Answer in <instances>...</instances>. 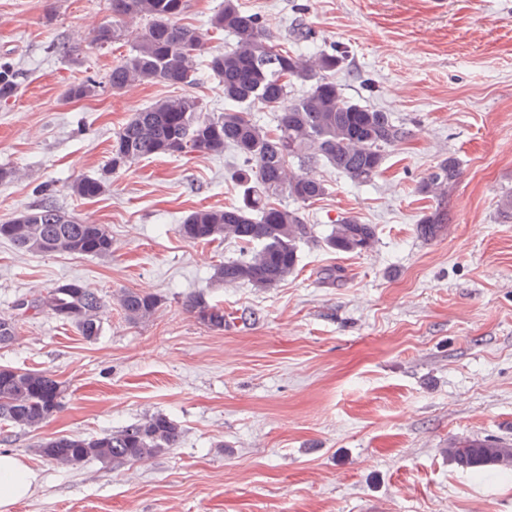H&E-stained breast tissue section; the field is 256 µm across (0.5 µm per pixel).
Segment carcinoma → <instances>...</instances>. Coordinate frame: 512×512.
Returning a JSON list of instances; mask_svg holds the SVG:
<instances>
[{
	"instance_id": "carcinoma-1",
	"label": "carcinoma",
	"mask_w": 512,
	"mask_h": 512,
	"mask_svg": "<svg viewBox=\"0 0 512 512\" xmlns=\"http://www.w3.org/2000/svg\"><path fill=\"white\" fill-rule=\"evenodd\" d=\"M116 19L143 20L129 52L112 66L109 83L122 91L133 85L163 83L193 84L205 53V32L181 21L186 0H111ZM207 28L234 40L224 52L210 54L204 68L222 87L224 112L202 111L190 95L158 99L134 112L119 129L112 144L110 166L118 170L129 163L190 152L220 155L231 149L241 161L234 180L238 199L222 209L198 208L176 227L189 241L230 239L241 250L227 259L215 276L226 284L247 283L271 288L285 280L299 263L302 245L316 240L315 225L306 222L301 208L327 193L325 184L301 172L306 165L324 160L352 183L367 185L382 169L387 152L410 136V129L382 110L347 99L331 74L342 57L311 46L309 34L299 32L291 48H282L254 14L242 10L237 0L224 4L207 21ZM112 22L93 32L102 46L122 36ZM295 82L307 86L303 95L285 103ZM14 73L0 64V98L15 94ZM92 80L71 86L70 99L93 95ZM259 103L277 112L276 128L270 130L250 116ZM460 174L454 156L440 161L418 185V192L435 207L417 225L418 236L437 237L448 223V191ZM82 199H92L105 190V182L83 177L70 185ZM285 193L295 206L274 205L271 198ZM377 238L376 226L343 218L333 225L323 244L341 253L360 254ZM52 242L51 252L103 258L112 254V234L103 224L77 219L51 200L0 224V240L16 249L42 253L43 241ZM120 308L131 322L151 317L160 299L150 293L125 289ZM186 307L211 329L227 325L224 307L200 296L186 300ZM101 297L78 281L63 283L45 294L21 299L16 309L39 314L48 311L70 323L86 339L101 334ZM63 384L36 371L0 367V423L38 429L62 405ZM180 427L164 414H153L119 431L91 438L56 436L38 444L43 456L73 465L89 459L132 462L174 448ZM448 457L461 469L481 475L490 469L512 472V445L485 439L460 437L446 448Z\"/></svg>"
}]
</instances>
